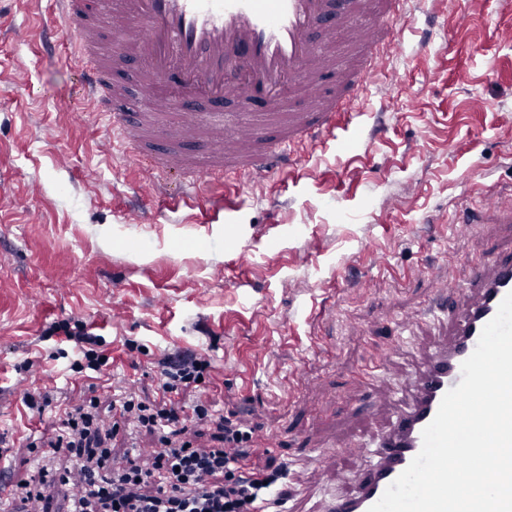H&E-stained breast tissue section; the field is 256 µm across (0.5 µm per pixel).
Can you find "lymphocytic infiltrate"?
I'll use <instances>...</instances> for the list:
<instances>
[{
	"label": "lymphocytic infiltrate",
	"mask_w": 512,
	"mask_h": 512,
	"mask_svg": "<svg viewBox=\"0 0 512 512\" xmlns=\"http://www.w3.org/2000/svg\"><path fill=\"white\" fill-rule=\"evenodd\" d=\"M72 349H58L55 358H70V370L91 378L102 375L109 358L104 337L90 333L82 321L60 322ZM161 396L147 402L130 387H119L112 409L128 429L154 435L159 446L151 461L139 465V449L126 462L112 460L102 445L117 424L106 423L95 395H82L64 409L52 448L66 451L73 464L57 473L41 466L32 481L12 487L0 501V512H49L44 488L68 486L65 512H268L282 506L288 492L282 471L255 466L254 427L236 411L219 412L210 405L193 406L194 417L216 424L221 447H200L188 432L181 394L208 374L211 363L195 353H178L160 361Z\"/></svg>",
	"instance_id": "f902f5d3"
}]
</instances>
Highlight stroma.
Listing matches in <instances>:
<instances>
[{
	"label": "stroma",
	"instance_id": "obj_1",
	"mask_svg": "<svg viewBox=\"0 0 512 512\" xmlns=\"http://www.w3.org/2000/svg\"><path fill=\"white\" fill-rule=\"evenodd\" d=\"M53 12L0 7V434L14 443L0 472L31 479V436L48 467L69 466L48 443L84 382L44 334L80 320L105 337L110 374L152 399L163 355L210 359L184 402L248 418L255 464L288 473V512H321L367 463L343 447L386 426L395 389L448 346L436 288L456 304L475 264L512 251L493 213L449 230L486 189L512 191V0H420L354 146L237 187L231 211L220 188L188 198L176 173L148 191L145 168L88 121L69 36L42 26ZM384 328L403 347L370 390L356 373ZM43 388L38 417L24 398ZM326 444L336 454L312 460Z\"/></svg>",
	"mask_w": 512,
	"mask_h": 512
}]
</instances>
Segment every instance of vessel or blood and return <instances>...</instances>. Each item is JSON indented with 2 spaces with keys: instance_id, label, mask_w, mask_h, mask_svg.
Listing matches in <instances>:
<instances>
[{
  "instance_id": "1",
  "label": "vessel or blood",
  "mask_w": 512,
  "mask_h": 512,
  "mask_svg": "<svg viewBox=\"0 0 512 512\" xmlns=\"http://www.w3.org/2000/svg\"><path fill=\"white\" fill-rule=\"evenodd\" d=\"M54 19L75 39L92 117L106 120L125 151L139 154L150 140L166 148L150 165L149 184L182 170L187 187L270 174L272 157L306 158L335 141L349 150L346 131L357 128L361 90L373 69L395 46L394 26L407 18L413 0H54ZM111 37H104V29ZM352 31L368 70L350 66L336 49V29ZM130 61L141 67L145 106L137 117L123 107L125 88L112 74ZM333 76L334 94L307 104L306 90ZM255 103L257 114L238 130L228 128L214 96ZM190 97L198 112L160 124L178 98ZM289 107L287 127L274 116ZM204 146L203 162L182 150L187 137ZM472 299L448 315L453 342L433 353L414 382L411 402L392 416L372 443L355 444L368 456L356 488L331 498L327 512H368L422 447V432L443 396L461 380L484 326L512 292V252L477 264L466 284Z\"/></svg>"
}]
</instances>
